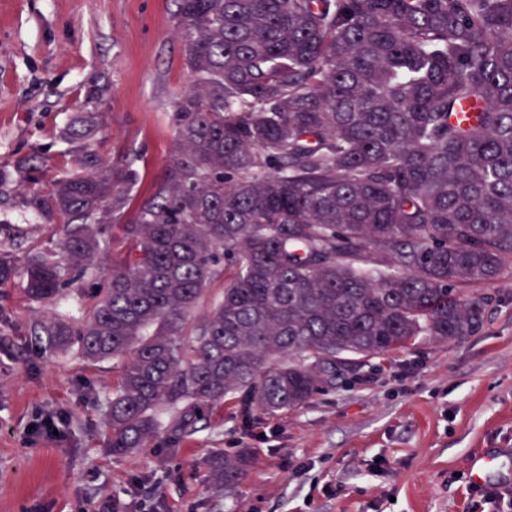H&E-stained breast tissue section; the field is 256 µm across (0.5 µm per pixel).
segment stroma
<instances>
[{
	"label": "stroma",
	"instance_id": "stroma-1",
	"mask_svg": "<svg viewBox=\"0 0 512 512\" xmlns=\"http://www.w3.org/2000/svg\"><path fill=\"white\" fill-rule=\"evenodd\" d=\"M176 28V0H0V248L56 250L57 224L30 199L75 174L83 152L132 163L134 202L154 191L189 81ZM95 82L108 86L104 128L68 142ZM106 274L69 272L49 306L22 281L0 287V512H94L106 499L123 512H512L469 477L475 453L512 456V260L463 288L485 300L475 335L379 356L298 409L245 413L228 398L177 446L161 437L124 456L108 451L105 425L120 364L35 337L46 319L77 324ZM40 414L60 417L58 436L32 435ZM218 449L255 461L229 491L205 480Z\"/></svg>",
	"mask_w": 512,
	"mask_h": 512
}]
</instances>
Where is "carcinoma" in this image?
I'll return each instance as SVG.
<instances>
[{
  "mask_svg": "<svg viewBox=\"0 0 512 512\" xmlns=\"http://www.w3.org/2000/svg\"><path fill=\"white\" fill-rule=\"evenodd\" d=\"M177 16L190 85L154 192L127 215L137 172L86 152L32 200L61 219L66 265L0 250V285L21 273L49 303L101 258L96 226L130 242L79 327L45 326L124 360L114 454L150 447L165 407L181 441L229 395L290 410L421 337L472 336L484 300L459 286L512 255V0H178ZM101 121L79 112L64 137ZM223 263L224 296L193 319ZM250 473L218 449L207 481Z\"/></svg>",
  "mask_w": 512,
  "mask_h": 512,
  "instance_id": "carcinoma-1",
  "label": "carcinoma"
}]
</instances>
